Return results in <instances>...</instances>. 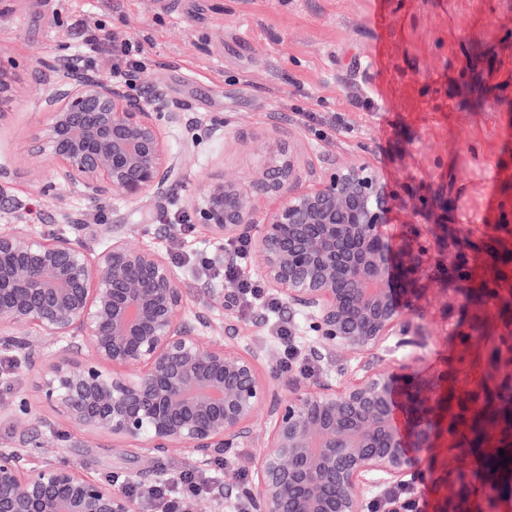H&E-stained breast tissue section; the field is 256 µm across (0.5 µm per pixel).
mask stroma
<instances>
[{"instance_id":"stroma-1","label":"stroma","mask_w":512,"mask_h":512,"mask_svg":"<svg viewBox=\"0 0 512 512\" xmlns=\"http://www.w3.org/2000/svg\"><path fill=\"white\" fill-rule=\"evenodd\" d=\"M139 43L146 68L132 89L146 98L162 91L181 112V126L164 129L181 172L164 206L119 198L91 204L63 188L49 189L53 163L34 140L47 88L40 57L77 52V21ZM0 62L22 79V97L0 120V167L10 184L0 196V229L25 221L49 233L60 212L83 218L82 244L98 249L112 235L166 255L184 275L191 310L225 343L256 354L262 373L286 389L274 325L287 324V305L271 311L237 298L233 310L212 303L209 290H236L257 278L259 257L248 252L231 273L212 278L199 256L231 252L187 208L206 173L251 172L271 147L297 148L306 178L340 164L366 162L394 195L390 239L420 233L428 246L421 295L398 293L401 310L430 337L412 370L448 376L459 400L485 376L488 352L512 320V0H0ZM222 131L192 143L199 120ZM495 283L498 303L476 302L474 291ZM314 370L307 383H348L360 372L353 356L325 362L315 337L294 331ZM48 358L17 363L0 350V448L14 447L21 428L47 441L53 459L81 465L93 477L140 472L151 485L191 467L220 489L193 501L191 512H231L237 487L254 477L257 442L272 422L260 411L254 441L231 449L226 467L192 465L187 454H147L118 446L111 435H86L54 423L39 396ZM27 400L17 421L11 408ZM476 458L460 459L439 438L420 456L417 489L425 512H436L443 476L472 473Z\"/></svg>"}]
</instances>
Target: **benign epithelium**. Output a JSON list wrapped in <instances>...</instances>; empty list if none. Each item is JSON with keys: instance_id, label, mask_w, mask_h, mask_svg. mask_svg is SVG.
Returning a JSON list of instances; mask_svg holds the SVG:
<instances>
[{"instance_id": "1", "label": "benign epithelium", "mask_w": 512, "mask_h": 512, "mask_svg": "<svg viewBox=\"0 0 512 512\" xmlns=\"http://www.w3.org/2000/svg\"><path fill=\"white\" fill-rule=\"evenodd\" d=\"M52 77L46 121L35 138L55 161V184L93 203L116 196L162 202L180 173V157L163 129L181 122L157 93L133 100L90 70L40 60ZM17 74L0 65V104L19 96ZM267 198L277 207L261 211ZM393 194L367 163L333 168L307 183L297 151L270 149L246 178L208 175L188 206L217 239L250 243L261 257L265 288L301 315L318 353L374 356L355 381L289 382L276 394L254 354L204 337L210 325L187 310L182 276L163 254L112 236L90 252L80 219L64 212L49 236L26 224L0 229V349L19 362L51 352L42 372V402L62 424L107 433L149 453L189 451L198 463L253 439L257 414L272 428L255 478L241 490L255 512H367L375 490L408 487L416 456L436 447L438 429L463 442L483 385L448 411L446 379L397 388L390 363L415 361L430 336L404 315L390 270L414 290L427 261L419 240L396 247L385 231ZM91 360L77 359L83 348ZM498 394H512V331L490 356ZM405 416L406 433L395 423ZM43 448H0V512H145L123 481L94 479L57 464ZM495 495L443 480L438 512H503L512 470L490 473Z\"/></svg>"}]
</instances>
